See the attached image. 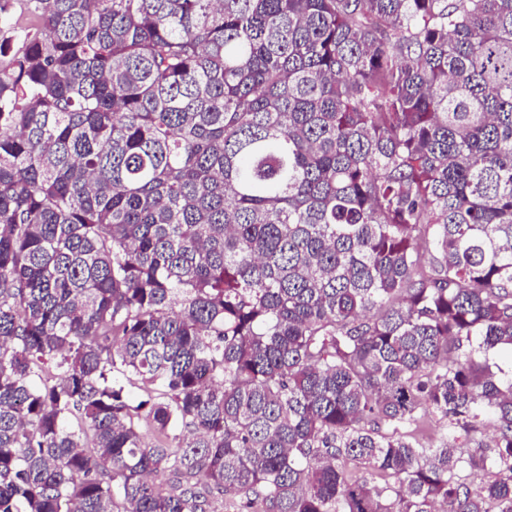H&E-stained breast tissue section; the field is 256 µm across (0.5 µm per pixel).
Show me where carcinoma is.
<instances>
[{"label": "carcinoma", "mask_w": 512, "mask_h": 512, "mask_svg": "<svg viewBox=\"0 0 512 512\" xmlns=\"http://www.w3.org/2000/svg\"><path fill=\"white\" fill-rule=\"evenodd\" d=\"M21 2L0 512H512V0Z\"/></svg>", "instance_id": "cac0c4a2"}]
</instances>
